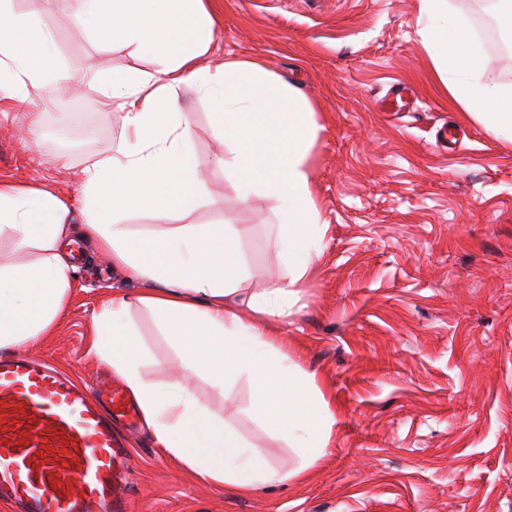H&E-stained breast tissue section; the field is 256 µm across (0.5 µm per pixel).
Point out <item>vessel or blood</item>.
<instances>
[{"label": "vessel or blood", "mask_w": 512, "mask_h": 512, "mask_svg": "<svg viewBox=\"0 0 512 512\" xmlns=\"http://www.w3.org/2000/svg\"><path fill=\"white\" fill-rule=\"evenodd\" d=\"M111 411L50 367L0 355V501L18 512H124L131 467Z\"/></svg>", "instance_id": "b4317fda"}]
</instances>
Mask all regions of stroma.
Listing matches in <instances>:
<instances>
[{
  "label": "stroma",
  "mask_w": 512,
  "mask_h": 512,
  "mask_svg": "<svg viewBox=\"0 0 512 512\" xmlns=\"http://www.w3.org/2000/svg\"><path fill=\"white\" fill-rule=\"evenodd\" d=\"M480 0H450L512 90V47L487 50ZM43 19L64 71H82L71 110L46 100L38 133L22 112L0 115V181L43 183L80 208L79 174L105 157L122 112L102 111V68L154 70L149 59L75 25L72 0H11ZM419 0H217L214 47L255 61L299 89L322 126L308 160L328 229L315 271L277 334L316 376L336 411L335 437L302 482L240 494L198 481L157 448L144 421L121 428L131 454L130 512H512V145L465 115L418 32ZM405 88L404 98L394 97ZM196 125L203 183L190 224H230L250 288L288 279L275 257L274 202H240L214 163L224 138L197 88L178 92ZM72 287L52 336L20 346L91 389L119 377L89 351L90 323L109 288L133 294L111 256L74 236ZM130 317L149 380L180 371L179 350L140 306ZM188 385L273 466L287 444L251 411L252 387Z\"/></svg>",
  "instance_id": "1"
}]
</instances>
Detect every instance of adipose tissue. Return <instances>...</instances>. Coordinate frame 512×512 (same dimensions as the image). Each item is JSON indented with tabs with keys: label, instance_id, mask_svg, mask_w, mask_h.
<instances>
[{
	"label": "adipose tissue",
	"instance_id": "ef3b65f1",
	"mask_svg": "<svg viewBox=\"0 0 512 512\" xmlns=\"http://www.w3.org/2000/svg\"><path fill=\"white\" fill-rule=\"evenodd\" d=\"M213 0H75L73 17L86 30L111 32L132 54L153 59V71L101 72V108L123 113L112 154L80 174L83 235L141 281L136 296L116 294L92 318L91 350L124 380L161 450L197 479L241 493L304 478L324 456L336 416L313 374L268 335L262 320L281 317L312 273L326 223L314 198L308 158L320 126L309 100L260 65L214 51ZM417 19L450 96L503 142L512 143V92L488 74L464 22L448 0H421ZM52 34L0 0V103L28 102L31 90L81 74L60 71ZM195 85L210 102L211 125L229 155L242 202L258 195L277 203L276 257L288 267L277 288H244L237 232L186 218L198 203V167L191 151L195 125L179 88ZM150 208L173 220L146 236L124 218ZM71 208L40 185L0 182V236L37 249L30 262L0 264V352L38 341L62 312L74 267L66 249ZM148 309L179 349L184 368L224 387L247 378L253 410L293 448L279 469L247 444L179 381L160 386L140 372L143 348L131 325V304Z\"/></svg>",
	"mask_w": 512,
	"mask_h": 512
}]
</instances>
